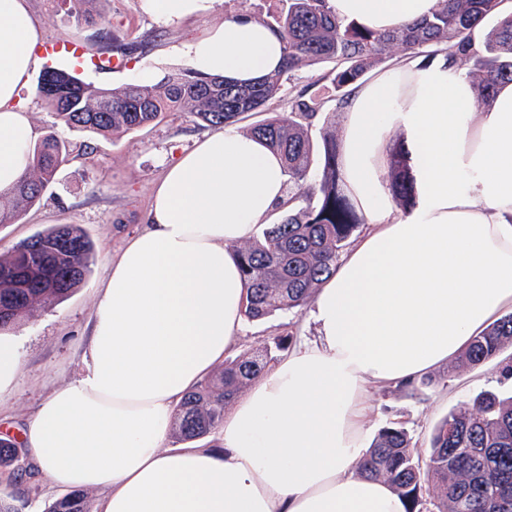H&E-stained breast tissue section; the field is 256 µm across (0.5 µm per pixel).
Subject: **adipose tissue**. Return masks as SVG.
<instances>
[{"mask_svg":"<svg viewBox=\"0 0 512 512\" xmlns=\"http://www.w3.org/2000/svg\"><path fill=\"white\" fill-rule=\"evenodd\" d=\"M218 0H145L165 24ZM382 33L439 0H328ZM27 0H0V190L37 132L19 105L39 61ZM191 69L250 83L283 44L245 13L178 49ZM403 135L417 204L395 210L381 179ZM346 188L369 220L310 309L319 341L292 349L224 416L217 447L167 451L173 416L239 342L245 287L235 249L287 197L282 158L227 126L197 140L152 190L143 229L112 260L80 376L21 430L32 468L61 489L98 490L99 512H406L389 483L359 473L368 388L452 360L512 311V83L478 109L444 59L404 62L357 85L343 109Z\"/></svg>","mask_w":512,"mask_h":512,"instance_id":"adipose-tissue-1","label":"adipose tissue"}]
</instances>
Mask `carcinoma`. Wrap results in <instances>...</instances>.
<instances>
[{
  "mask_svg": "<svg viewBox=\"0 0 512 512\" xmlns=\"http://www.w3.org/2000/svg\"><path fill=\"white\" fill-rule=\"evenodd\" d=\"M260 20L279 35L285 60L278 72L254 85L185 69L155 84L106 88L70 70L49 68V82L37 86L36 93L66 127L108 135L146 128L177 110L221 131L281 98L298 68L319 63L332 65L327 78L342 106L352 87L374 65L393 59L395 50L425 62L445 54L474 86L480 108L492 105L499 83L512 82V11L496 0H441L431 17L385 33L337 19L327 0H276ZM324 106L319 94L301 88L294 91L287 110L250 128L249 134L282 156L291 189L288 212L273 224L259 225L253 239L236 247L250 322L302 310L335 271L353 232L365 223L344 188L336 136L322 131L323 152L318 159L314 156L309 127ZM67 153L68 142L55 133L32 146L19 180L0 192V224L16 223L42 197ZM317 163L322 168L319 179L313 175ZM383 179L402 210L414 207L416 191L403 142L393 145ZM92 255V242L76 224H54L0 253V331L69 297L86 280ZM290 339L279 336L259 350L225 360L218 373L181 402L173 435L187 441L216 432L227 407L263 373L275 353L288 349ZM509 344L512 314L474 337L458 366L493 363ZM17 456V444L1 438L0 467L11 465ZM360 472L390 483L406 500V512H512V396L483 392L472 408L448 413L435 428L424 458L414 453L403 427H384L366 451ZM46 512H91V506L87 494L75 491L55 500Z\"/></svg>",
  "mask_w": 512,
  "mask_h": 512,
  "instance_id": "carcinoma-1",
  "label": "carcinoma"
}]
</instances>
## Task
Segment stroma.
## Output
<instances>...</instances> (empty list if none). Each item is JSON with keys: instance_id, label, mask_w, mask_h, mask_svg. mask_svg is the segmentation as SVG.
<instances>
[{"instance_id": "obj_1", "label": "stroma", "mask_w": 512, "mask_h": 512, "mask_svg": "<svg viewBox=\"0 0 512 512\" xmlns=\"http://www.w3.org/2000/svg\"><path fill=\"white\" fill-rule=\"evenodd\" d=\"M37 19L43 43L73 44L83 51L82 77L89 82L117 87L132 82L134 64L155 70H179L186 63L176 53L183 42L204 37L225 15L246 13L260 17L272 0H218L207 15L190 17L165 26L149 15L143 0H89L94 22L75 16L67 0H28ZM108 30L111 41L100 40L98 29ZM137 42L143 52L125 57L121 70L101 73L112 58V45ZM19 101L27 109L39 133L57 132L69 143V153L55 182L43 197L15 224H0V252L54 224L79 225L95 248L91 271L81 288L58 304L38 309L29 319L4 336L13 341L22 365L14 384L0 393V436L19 437L20 426L34 406L54 388L68 384L83 366V353L90 335L91 315L109 258L124 240L144 224L154 185L165 168L197 137L208 133L207 125L189 112H169L156 125L114 135L72 131L62 126L36 95L35 82H28ZM291 335L293 344L313 341L316 330L308 310L278 313L244 326L237 351L262 346L272 337ZM431 385L374 386L369 390L371 414L369 435L391 424L404 426L414 450L425 453L435 425L449 412L470 407L481 392L492 390L512 395L496 364L459 369L454 363L431 372ZM18 491L20 512H45L61 497V489L38 477L28 456L0 468V492Z\"/></svg>"}]
</instances>
